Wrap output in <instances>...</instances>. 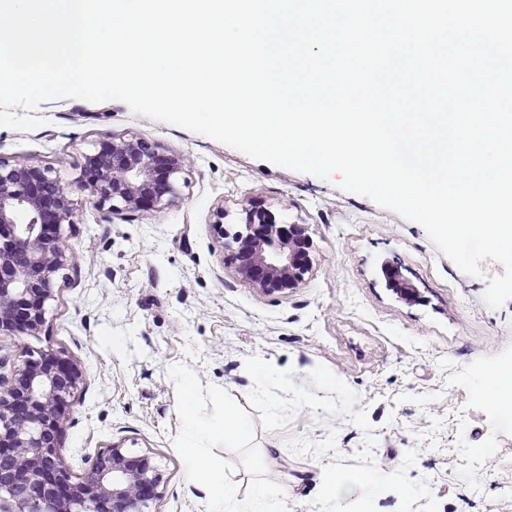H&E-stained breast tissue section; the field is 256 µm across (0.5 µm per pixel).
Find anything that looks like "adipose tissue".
I'll return each instance as SVG.
<instances>
[{"label":"adipose tissue","mask_w":512,"mask_h":512,"mask_svg":"<svg viewBox=\"0 0 512 512\" xmlns=\"http://www.w3.org/2000/svg\"><path fill=\"white\" fill-rule=\"evenodd\" d=\"M187 426V475L189 480L203 486L207 493L208 512H264L270 500H282L288 495L283 486H258L251 499L241 500L237 487L216 474L198 445L202 442H224L225 445L245 441L248 431L245 422L233 413H225L222 424L215 425L198 418L191 410H184Z\"/></svg>","instance_id":"obj_1"}]
</instances>
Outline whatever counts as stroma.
I'll use <instances>...</instances> for the list:
<instances>
[{
	"instance_id": "stroma-1",
	"label": "stroma",
	"mask_w": 512,
	"mask_h": 512,
	"mask_svg": "<svg viewBox=\"0 0 512 512\" xmlns=\"http://www.w3.org/2000/svg\"><path fill=\"white\" fill-rule=\"evenodd\" d=\"M43 126L0 127V159L51 168L73 180L99 139L137 138L189 156L180 198L163 214L79 203L62 233L78 256L62 270L36 336H0V356L20 364L21 346L49 349L76 363L84 383L62 436L63 454L82 474L99 451L123 443L151 453L164 477L153 512H207L205 490L186 476L184 406L213 423L233 407L250 428L246 443L206 447L214 468L241 498L261 484L288 489V512L313 506L324 465L352 458L365 434L337 417L317 421L303 408L287 428L265 430L249 403L245 369L257 356L293 381L307 383L328 366L358 393L385 473L405 452L419 456L409 478L428 477L439 512H512V405L483 401L476 386L489 370L512 363V300L488 307L486 277L501 263L464 273L424 229L336 181L253 159L200 133L133 114L120 101L50 100L36 111ZM259 206L278 220L304 224L312 269L298 288L265 294L242 283L214 230L240 223ZM401 263L418 289L408 302L390 288L385 262ZM191 400H184L181 380ZM336 427V455L295 456L290 438H326ZM482 448L490 457L479 456Z\"/></svg>"
}]
</instances>
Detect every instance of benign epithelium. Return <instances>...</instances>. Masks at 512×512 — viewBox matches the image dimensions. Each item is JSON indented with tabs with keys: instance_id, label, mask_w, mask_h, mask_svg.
<instances>
[{
	"instance_id": "1",
	"label": "benign epithelium",
	"mask_w": 512,
	"mask_h": 512,
	"mask_svg": "<svg viewBox=\"0 0 512 512\" xmlns=\"http://www.w3.org/2000/svg\"><path fill=\"white\" fill-rule=\"evenodd\" d=\"M189 163L139 139L113 137L84 156L70 182L0 159V335H37L56 275L77 263L62 235L63 225L75 223L74 192L114 214H160L179 199L177 178ZM244 214L232 233L224 210L214 223L240 280L266 294L298 287L311 270L307 225L278 224L260 207ZM402 270L390 263L386 274L408 297L416 289ZM81 383L76 364L47 351L0 374V512H152L163 480L152 456L114 443L81 476L71 471L61 438Z\"/></svg>"
}]
</instances>
